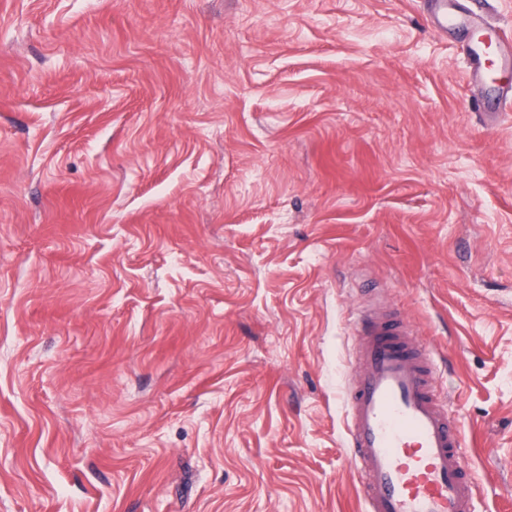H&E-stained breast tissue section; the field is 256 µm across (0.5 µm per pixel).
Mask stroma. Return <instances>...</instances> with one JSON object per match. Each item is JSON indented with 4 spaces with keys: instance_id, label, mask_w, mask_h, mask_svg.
<instances>
[{
    "instance_id": "1",
    "label": "stroma",
    "mask_w": 512,
    "mask_h": 512,
    "mask_svg": "<svg viewBox=\"0 0 512 512\" xmlns=\"http://www.w3.org/2000/svg\"><path fill=\"white\" fill-rule=\"evenodd\" d=\"M431 0H0V512H364L351 322L512 512V112Z\"/></svg>"
}]
</instances>
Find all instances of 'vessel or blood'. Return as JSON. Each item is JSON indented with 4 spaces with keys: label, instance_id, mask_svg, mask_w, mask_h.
I'll return each instance as SVG.
<instances>
[{
    "label": "vessel or blood",
    "instance_id": "1",
    "mask_svg": "<svg viewBox=\"0 0 512 512\" xmlns=\"http://www.w3.org/2000/svg\"><path fill=\"white\" fill-rule=\"evenodd\" d=\"M432 27L468 34L467 76L478 108L512 100V51L486 16L462 0H432ZM358 366L346 391L347 446L362 476L367 512H477L474 479L463 459L459 420L436 386L431 353L393 306L361 316L353 330Z\"/></svg>",
    "mask_w": 512,
    "mask_h": 512
}]
</instances>
